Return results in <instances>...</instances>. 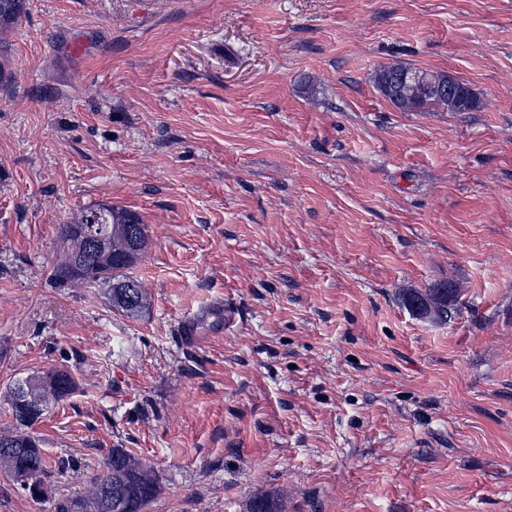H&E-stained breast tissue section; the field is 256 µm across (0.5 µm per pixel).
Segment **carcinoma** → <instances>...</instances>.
I'll return each mask as SVG.
<instances>
[{
  "mask_svg": "<svg viewBox=\"0 0 512 512\" xmlns=\"http://www.w3.org/2000/svg\"><path fill=\"white\" fill-rule=\"evenodd\" d=\"M25 0H0V26L15 25L22 20ZM380 93L403 111H422L428 105L444 106L450 112H469L479 100L475 93L445 73H430L401 64L380 68L375 74ZM91 219L111 229L105 245L94 254L87 253L81 224ZM139 230L141 246L147 244L145 225L132 213L112 205L85 209L78 223L63 224L60 234L67 249L52 271V278L61 284L79 282L87 286L109 284L112 305L136 315L147 305L146 295L138 282L127 275L134 263L131 228ZM457 299L451 283L432 288L411 289L403 296L404 304L416 315L434 321H447ZM24 387L18 396V387ZM77 389L73 375L54 369L46 375L16 379L11 392L12 415L17 427L0 435V469L13 478L27 475L31 481L30 495L46 494L40 476L47 468L44 449L29 428L41 418L48 405L59 402ZM158 491L155 470L124 448L109 453L102 473L91 478L88 493L57 502L56 512H145ZM249 512H283L282 503L266 495H256Z\"/></svg>",
  "mask_w": 512,
  "mask_h": 512,
  "instance_id": "obj_1",
  "label": "carcinoma"
}]
</instances>
